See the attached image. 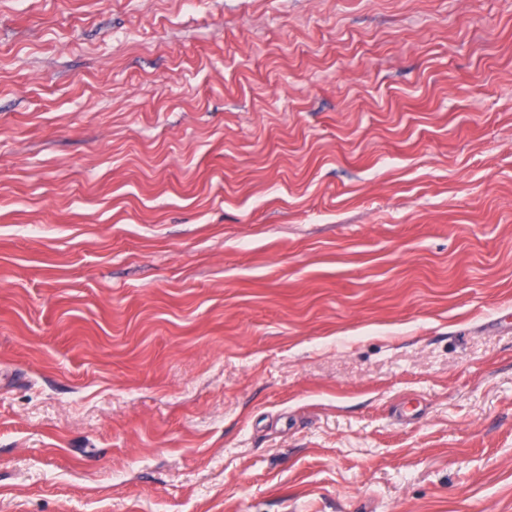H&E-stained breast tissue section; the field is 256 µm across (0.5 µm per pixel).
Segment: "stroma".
I'll list each match as a JSON object with an SVG mask.
<instances>
[{
    "label": "stroma",
    "mask_w": 512,
    "mask_h": 512,
    "mask_svg": "<svg viewBox=\"0 0 512 512\" xmlns=\"http://www.w3.org/2000/svg\"><path fill=\"white\" fill-rule=\"evenodd\" d=\"M0 512H512V0H0Z\"/></svg>",
    "instance_id": "obj_1"
}]
</instances>
